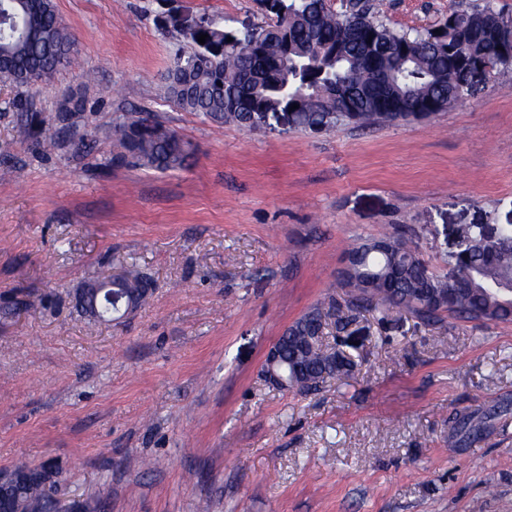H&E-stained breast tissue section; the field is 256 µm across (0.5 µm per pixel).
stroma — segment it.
Returning a JSON list of instances; mask_svg holds the SVG:
<instances>
[{
  "label": "stroma",
  "instance_id": "obj_1",
  "mask_svg": "<svg viewBox=\"0 0 512 512\" xmlns=\"http://www.w3.org/2000/svg\"><path fill=\"white\" fill-rule=\"evenodd\" d=\"M395 30L473 0H375ZM78 63L19 92L57 119L43 150L0 109V473L56 460L86 512H512V323L358 309L357 242L401 235L444 274L463 229L512 224V65L419 121L322 133L203 122L166 95L168 8L263 24L256 0H55ZM146 112L192 145L183 169L71 139ZM133 269L139 309L90 321L87 282ZM336 299L351 370L283 391L265 359Z\"/></svg>",
  "mask_w": 512,
  "mask_h": 512
}]
</instances>
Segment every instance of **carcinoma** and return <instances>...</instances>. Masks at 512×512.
<instances>
[{
  "label": "carcinoma",
  "mask_w": 512,
  "mask_h": 512,
  "mask_svg": "<svg viewBox=\"0 0 512 512\" xmlns=\"http://www.w3.org/2000/svg\"><path fill=\"white\" fill-rule=\"evenodd\" d=\"M0 82L19 88H46L58 71L73 63L76 40L63 24L54 0H5L0 4ZM263 25L237 33L228 41L226 19L182 15L167 25L179 31L183 43L170 58L167 95L186 112L222 126L243 129L255 125V113L277 112L292 105L294 126L319 133L351 121L365 125L403 118L417 119L425 102L433 100L445 110L465 99L470 88L452 76L451 60L492 68L512 65V20L490 4L473 5L423 31H396L375 12L371 0H355L343 12H331L325 0H268ZM445 30L435 39L432 31ZM206 35L204 44L198 36ZM350 89L355 107L337 111L336 90ZM25 117L34 143L55 148L62 129L30 112L27 99L18 95L5 102ZM122 152L117 160H130L156 171L184 167L191 147L178 134L148 116L130 117L113 127ZM386 250H374L364 241L348 254L354 268L343 271L356 300L374 295L387 305L434 322L448 312L483 323H511L512 225L502 227L492 240L465 232L463 255L457 259L459 276L437 274L404 240L382 239ZM117 288L142 304L149 284L127 273L117 277ZM106 311V294L85 288L79 304L88 310L92 301ZM315 309L287 327L278 338V371L311 389L326 379L347 373L349 362L312 344L321 320L331 315ZM13 471L29 475L21 498L26 512H54L50 492L21 462Z\"/></svg>",
  "instance_id": "1"
}]
</instances>
